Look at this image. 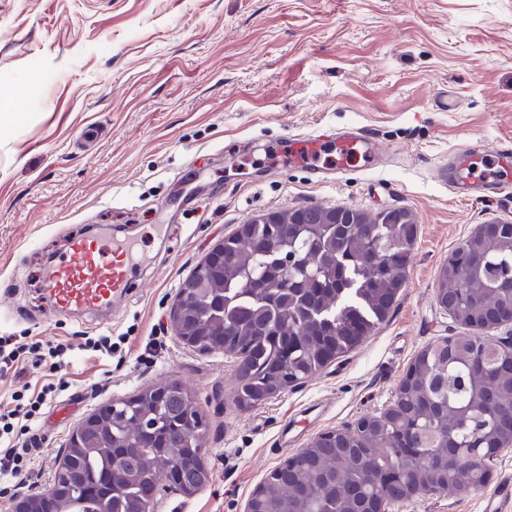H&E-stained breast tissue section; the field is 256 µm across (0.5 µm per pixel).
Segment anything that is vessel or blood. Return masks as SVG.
I'll return each instance as SVG.
<instances>
[{"mask_svg": "<svg viewBox=\"0 0 512 512\" xmlns=\"http://www.w3.org/2000/svg\"><path fill=\"white\" fill-rule=\"evenodd\" d=\"M340 150L361 151L363 158L374 155V145L362 129L347 131L337 138ZM136 288L127 250L105 249L98 238H74L66 258L53 266L40 285L47 299V318L71 312L108 311ZM484 512H512V480H503L486 492Z\"/></svg>", "mask_w": 512, "mask_h": 512, "instance_id": "obj_1", "label": "vessel or blood"}]
</instances>
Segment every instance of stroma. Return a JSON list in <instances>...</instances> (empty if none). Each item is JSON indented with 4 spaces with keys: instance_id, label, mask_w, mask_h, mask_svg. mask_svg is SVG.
Returning <instances> with one entry per match:
<instances>
[{
    "instance_id": "1",
    "label": "stroma",
    "mask_w": 512,
    "mask_h": 512,
    "mask_svg": "<svg viewBox=\"0 0 512 512\" xmlns=\"http://www.w3.org/2000/svg\"><path fill=\"white\" fill-rule=\"evenodd\" d=\"M349 127L379 145L373 167L338 163L334 134ZM323 130L316 160L290 156L289 140ZM501 143L512 144V0H0V336L64 348L54 364L0 371V413L23 387L68 383L15 492L51 483L93 408L175 380L209 424L212 477L165 494L159 512H244L310 438L389 404L423 347L468 335L436 302L438 273L477 225L512 224V169L496 195L463 194L436 171ZM306 205L408 209V277L348 356L241 407L234 363L184 346L166 315L217 240ZM88 229L138 241L143 287L105 315L45 319L44 263ZM102 335L113 357L86 347ZM482 497L453 490L395 512H483Z\"/></svg>"
}]
</instances>
